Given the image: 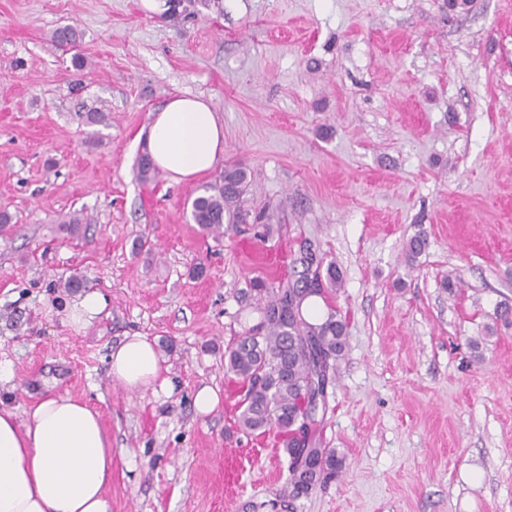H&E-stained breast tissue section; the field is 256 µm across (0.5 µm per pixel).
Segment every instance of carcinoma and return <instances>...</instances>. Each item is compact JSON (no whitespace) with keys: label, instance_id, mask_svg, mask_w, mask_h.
<instances>
[{"label":"carcinoma","instance_id":"1","mask_svg":"<svg viewBox=\"0 0 512 512\" xmlns=\"http://www.w3.org/2000/svg\"><path fill=\"white\" fill-rule=\"evenodd\" d=\"M78 40L70 25L53 32V41L61 47L74 46ZM247 186L244 168L224 166V172L192 200L193 222L215 238L249 222L263 224L273 234L263 212L252 216L245 208ZM249 286L258 303L259 321L225 348L224 374L238 386L239 429L250 435L276 433L290 459L288 496L298 499L343 466L335 449L321 446L317 438L321 420L311 417L309 404L317 391L314 380L333 386L336 363L347 348L346 320L333 305L342 276L335 262H325L316 241L300 237L287 281L275 285L257 277ZM312 296L321 298L327 310L320 323L308 321L303 313L305 300Z\"/></svg>","mask_w":512,"mask_h":512}]
</instances>
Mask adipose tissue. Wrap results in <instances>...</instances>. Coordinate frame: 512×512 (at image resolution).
<instances>
[{"label":"adipose tissue","instance_id":"obj_1","mask_svg":"<svg viewBox=\"0 0 512 512\" xmlns=\"http://www.w3.org/2000/svg\"><path fill=\"white\" fill-rule=\"evenodd\" d=\"M145 150L178 182L211 171L224 157V125L212 103L176 96L153 112ZM153 341L124 337L109 354V373L132 391L169 378ZM112 445L99 412L67 394L45 397L17 414L0 404V512H112Z\"/></svg>","mask_w":512,"mask_h":512}]
</instances>
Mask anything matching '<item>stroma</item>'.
<instances>
[{
    "label": "stroma",
    "mask_w": 512,
    "mask_h": 512,
    "mask_svg": "<svg viewBox=\"0 0 512 512\" xmlns=\"http://www.w3.org/2000/svg\"><path fill=\"white\" fill-rule=\"evenodd\" d=\"M176 3L0 0V402L99 411L112 512H512V318L495 316L512 308V0ZM64 25L83 68L51 39ZM181 95L211 101L225 163L280 232L204 234L190 202L214 173L137 179L151 113ZM299 234L342 273L348 346L320 431L344 466L291 500L274 437L192 400L225 393L224 349L258 320L240 291L266 271L244 248L285 258ZM74 274L107 300L80 332L45 314L76 300ZM136 333L171 391L109 375Z\"/></svg>",
    "instance_id": "stroma-1"
}]
</instances>
